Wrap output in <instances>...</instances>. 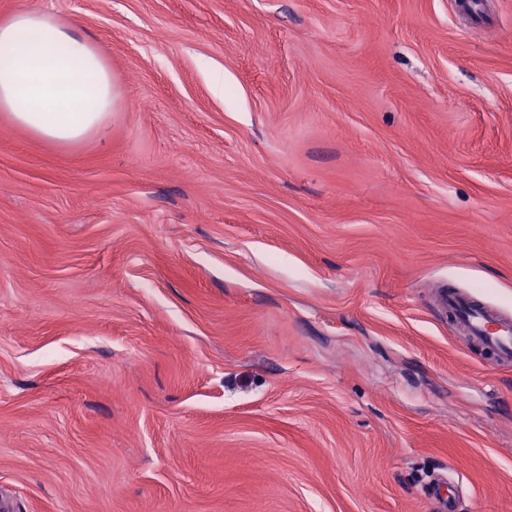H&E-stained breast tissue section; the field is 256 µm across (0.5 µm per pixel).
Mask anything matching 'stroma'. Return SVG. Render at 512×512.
Here are the masks:
<instances>
[{
  "label": "stroma",
  "instance_id": "obj_1",
  "mask_svg": "<svg viewBox=\"0 0 512 512\" xmlns=\"http://www.w3.org/2000/svg\"><path fill=\"white\" fill-rule=\"evenodd\" d=\"M104 130L0 111V512H512V0H0ZM116 88L91 42L46 12L16 13L0 25V110L58 144L99 133ZM443 306L456 309L470 337L492 356L497 364H512V321L501 319L471 297L437 294Z\"/></svg>",
  "mask_w": 512,
  "mask_h": 512
}]
</instances>
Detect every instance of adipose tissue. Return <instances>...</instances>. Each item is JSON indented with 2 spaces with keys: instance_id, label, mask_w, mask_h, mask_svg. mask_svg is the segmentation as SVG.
<instances>
[{
  "instance_id": "obj_1",
  "label": "adipose tissue",
  "mask_w": 512,
  "mask_h": 512,
  "mask_svg": "<svg viewBox=\"0 0 512 512\" xmlns=\"http://www.w3.org/2000/svg\"><path fill=\"white\" fill-rule=\"evenodd\" d=\"M116 88L91 42L46 12L16 13L0 25V110L58 144L99 133Z\"/></svg>"
}]
</instances>
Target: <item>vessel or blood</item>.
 I'll return each instance as SVG.
<instances>
[{
    "instance_id": "1",
    "label": "vessel or blood",
    "mask_w": 512,
    "mask_h": 512,
    "mask_svg": "<svg viewBox=\"0 0 512 512\" xmlns=\"http://www.w3.org/2000/svg\"><path fill=\"white\" fill-rule=\"evenodd\" d=\"M442 305L456 309L470 337L492 356L495 363L512 364V321L499 318L473 298L439 291Z\"/></svg>"
}]
</instances>
